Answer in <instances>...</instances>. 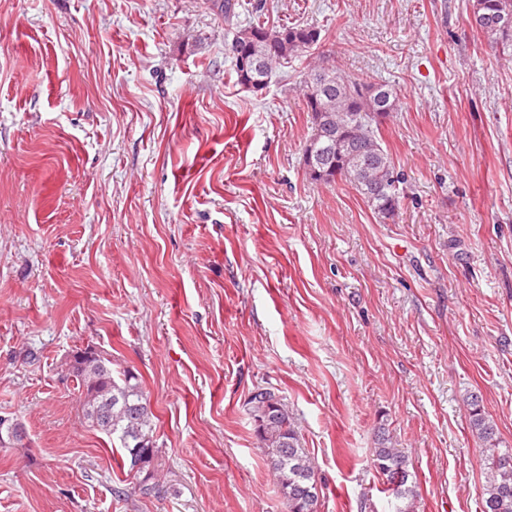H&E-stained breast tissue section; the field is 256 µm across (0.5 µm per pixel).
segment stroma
<instances>
[{
  "mask_svg": "<svg viewBox=\"0 0 512 512\" xmlns=\"http://www.w3.org/2000/svg\"><path fill=\"white\" fill-rule=\"evenodd\" d=\"M0 0V512H286L248 400L274 391L319 512H386L370 450L408 457L416 512H482L512 448V54L472 0ZM310 25L262 91L238 29ZM391 86L405 177L379 218L305 174L317 65ZM137 374L159 493L85 424L69 362ZM470 427L489 444L485 480L481 487L483 512H512V448H496L495 430L485 416L478 397L471 395Z\"/></svg>",
  "mask_w": 512,
  "mask_h": 512,
  "instance_id": "obj_1",
  "label": "stroma"
}]
</instances>
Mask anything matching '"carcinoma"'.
<instances>
[{"label": "carcinoma", "instance_id": "cac0c4a2", "mask_svg": "<svg viewBox=\"0 0 512 512\" xmlns=\"http://www.w3.org/2000/svg\"><path fill=\"white\" fill-rule=\"evenodd\" d=\"M472 15L479 20L478 30L491 38V43L503 52L512 48V27L504 29L498 24L501 16H512V0H473ZM319 40L320 30L308 25L269 28L257 23L239 30L233 42L256 49L258 69L250 77L235 69L238 83L249 92L264 89L277 68ZM304 97L312 123L302 154L306 175L316 183L345 181L378 216L393 217L403 198L402 178L382 146L379 122L373 113L380 110L386 117L397 110L396 94L385 84H368L340 70L320 67L307 73ZM70 369L82 385L84 422L119 442L123 464L139 478L141 493L157 491L151 479L159 448L153 414L139 378L128 371L113 374L111 360L98 352H76ZM249 404L260 447L269 458L287 512H317L318 497L312 495L317 485L314 467L288 406L265 388L252 392ZM470 405V427L489 444L481 487L483 512H512V448H496L494 427L478 397L471 398ZM22 438L19 424L8 425L0 418V445ZM371 464L385 478L384 493L392 512H415L416 495L408 484L407 458L391 438L379 437Z\"/></svg>", "mask_w": 512, "mask_h": 512}]
</instances>
